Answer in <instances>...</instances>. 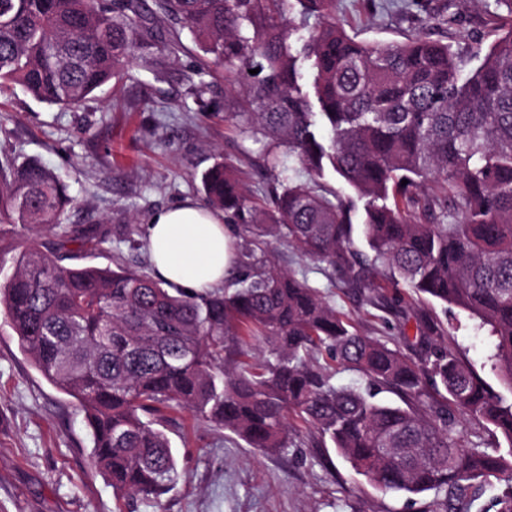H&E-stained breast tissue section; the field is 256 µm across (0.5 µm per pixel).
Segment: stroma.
<instances>
[{
  "instance_id": "35a3bbf8",
  "label": "stroma",
  "mask_w": 512,
  "mask_h": 512,
  "mask_svg": "<svg viewBox=\"0 0 512 512\" xmlns=\"http://www.w3.org/2000/svg\"><path fill=\"white\" fill-rule=\"evenodd\" d=\"M433 2L449 5L457 24L438 27L425 16L400 15L388 0H336V13L349 32L378 43L415 36L464 43L473 34L488 43L507 17L495 0ZM179 32L181 48L172 56L152 37L138 40L122 81L80 107H51L18 87L0 95V162L37 161L56 172L73 199L69 223L97 224L107 234L100 249L73 244L61 251L63 265H150L147 248L123 241L124 225L145 228L160 209L202 202V177L218 163L239 165L250 192L270 203L275 174L264 159L273 145L238 118L249 109L246 72L236 61L202 69L198 43L187 27ZM0 241L7 244L0 251L1 280L14 270L16 248L48 247L54 238L0 224ZM269 244L282 268L319 287L360 333L418 360L410 305H373L367 291L331 283L324 265L282 240ZM442 319L449 349L500 389L489 339L458 309ZM166 433L184 479L158 503L117 497L91 460L82 407L43 378L0 312V512H407L405 497L374 487L306 430L281 457L256 453L186 411L170 416Z\"/></svg>"
}]
</instances>
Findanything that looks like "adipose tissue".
Instances as JSON below:
<instances>
[{
	"label": "adipose tissue",
	"mask_w": 512,
	"mask_h": 512,
	"mask_svg": "<svg viewBox=\"0 0 512 512\" xmlns=\"http://www.w3.org/2000/svg\"><path fill=\"white\" fill-rule=\"evenodd\" d=\"M147 244L156 274L189 293L222 287L236 266L223 214L189 200L154 215Z\"/></svg>",
	"instance_id": "obj_1"
}]
</instances>
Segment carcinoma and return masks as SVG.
Listing matches in <instances>:
<instances>
[{
  "instance_id": "1",
  "label": "carcinoma",
  "mask_w": 512,
  "mask_h": 512,
  "mask_svg": "<svg viewBox=\"0 0 512 512\" xmlns=\"http://www.w3.org/2000/svg\"><path fill=\"white\" fill-rule=\"evenodd\" d=\"M288 2L0 0V93L18 86L76 108L121 75L147 22L180 21L213 62L259 69L249 87L256 111L233 118L310 176L269 154L281 178L262 211L237 166H214L205 201L239 223L237 273L190 295L146 270L62 265L57 251L92 250L105 232L68 224L72 198L53 171L3 170L0 223L47 229L55 243L21 250L0 306L42 376L79 401L93 463L116 492L156 501L179 481L163 426L170 411L269 455L293 446L291 414L378 488L409 503L435 493L426 512H468V491L503 475L494 506L512 512V399L448 350L443 322L417 315L424 356L411 362L359 334L268 251V238L283 239L348 288L376 291L384 278L467 313L492 339V370L512 394V22L485 48L421 36L376 46L346 31L336 0H296L318 18L305 33L286 22ZM398 8L456 22L431 0ZM327 170L353 195L321 186ZM320 350L357 371L361 386L336 384L313 362ZM457 412L491 425L508 450L466 446L452 435Z\"/></svg>"
}]
</instances>
